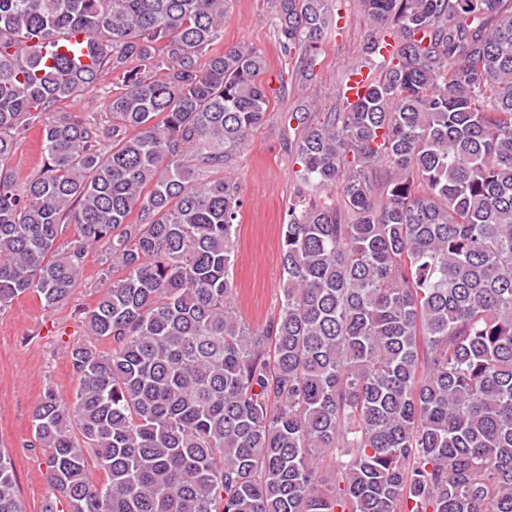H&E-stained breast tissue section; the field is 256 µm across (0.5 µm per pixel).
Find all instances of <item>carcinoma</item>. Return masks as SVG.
<instances>
[{
  "instance_id": "cac0c4a2",
  "label": "carcinoma",
  "mask_w": 512,
  "mask_h": 512,
  "mask_svg": "<svg viewBox=\"0 0 512 512\" xmlns=\"http://www.w3.org/2000/svg\"><path fill=\"white\" fill-rule=\"evenodd\" d=\"M233 2L0 0V307L63 304L108 245L75 395L32 414L49 481L69 512H512V0H359L365 93L283 115L303 189L258 327L224 168L267 58L217 49ZM331 3L275 0L303 80ZM74 33L88 65L34 51ZM105 73L108 131L59 111ZM15 486L0 452V512H25ZM41 165L39 125H36L20 137L17 149L9 160V168L21 183L35 175Z\"/></svg>"
}]
</instances>
